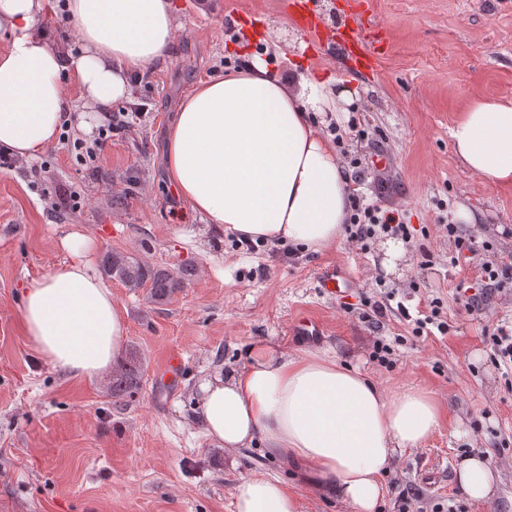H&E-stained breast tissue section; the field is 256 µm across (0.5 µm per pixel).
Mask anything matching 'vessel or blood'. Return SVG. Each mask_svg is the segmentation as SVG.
Listing matches in <instances>:
<instances>
[{"instance_id": "vessel-or-blood-1", "label": "vessel or blood", "mask_w": 512, "mask_h": 512, "mask_svg": "<svg viewBox=\"0 0 512 512\" xmlns=\"http://www.w3.org/2000/svg\"><path fill=\"white\" fill-rule=\"evenodd\" d=\"M284 6L288 16L307 31L312 48H319L326 41L338 44L354 68L377 70L379 48L371 41L369 33L356 25L362 15L358 0H348L346 6L348 22L337 26L328 35L324 34L321 28L320 0H285Z\"/></svg>"}]
</instances>
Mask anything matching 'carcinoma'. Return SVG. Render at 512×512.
<instances>
[{
	"label": "carcinoma",
	"instance_id": "1",
	"mask_svg": "<svg viewBox=\"0 0 512 512\" xmlns=\"http://www.w3.org/2000/svg\"><path fill=\"white\" fill-rule=\"evenodd\" d=\"M101 266L106 276L127 288L148 289V294L155 303L167 302L192 277V270L188 268L177 271L154 268L129 254L112 250L104 253ZM141 377L140 363L137 359L130 358L112 378V395L132 396L140 387Z\"/></svg>",
	"mask_w": 512,
	"mask_h": 512
}]
</instances>
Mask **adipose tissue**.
Here are the masks:
<instances>
[{
  "instance_id": "ef3b65f1",
  "label": "adipose tissue",
  "mask_w": 512,
  "mask_h": 512,
  "mask_svg": "<svg viewBox=\"0 0 512 512\" xmlns=\"http://www.w3.org/2000/svg\"><path fill=\"white\" fill-rule=\"evenodd\" d=\"M58 10L76 27L78 47L35 30L36 19ZM179 30L171 0H0V151L26 161L56 142L70 105L68 75L92 119L104 118L129 97L136 75L169 54ZM346 98L301 72L270 75L259 59L202 82L167 129V178L192 212L238 238L331 248L350 196L336 147L312 116L339 111ZM449 136L465 167L512 187V102L469 100ZM62 247L70 261L22 288L24 331L55 370L100 378L122 361L126 321L109 284L82 259L90 240L75 232ZM196 411L205 436L226 454L263 443L307 470L313 492L353 512H379L397 456L441 424L438 402L421 389L391 395L336 355L295 356L269 345L205 380ZM456 480L468 499L486 504L500 474L484 455H468ZM233 498L234 512H303L286 482L263 473L242 477Z\"/></svg>"
}]
</instances>
